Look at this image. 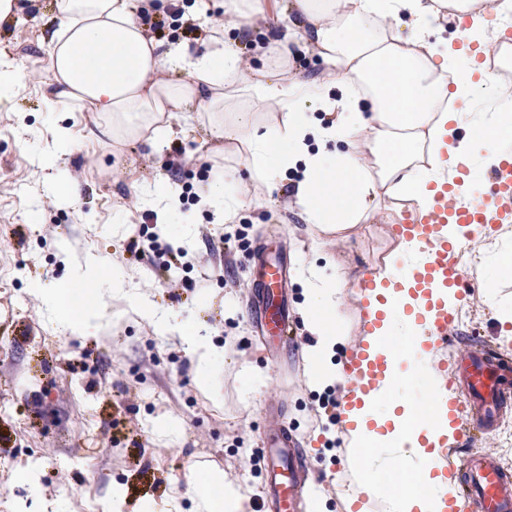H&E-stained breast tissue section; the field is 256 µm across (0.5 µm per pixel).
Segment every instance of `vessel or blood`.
<instances>
[{"mask_svg": "<svg viewBox=\"0 0 512 512\" xmlns=\"http://www.w3.org/2000/svg\"><path fill=\"white\" fill-rule=\"evenodd\" d=\"M488 181L486 193L464 199L458 197L451 185H442L431 209L402 227L407 236L418 239L426 256L424 263L405 266L400 277L409 281L424 302L419 319L429 350L447 348L448 332L455 322L454 311L448 306V291L459 287L461 274L457 260L459 244L449 240V225L460 224L477 234L489 224L512 223V158L494 170ZM253 283L260 321L273 335L291 340L294 331L278 295L283 283L281 267L261 264ZM391 365V352L375 351L368 343L362 345L350 370L352 383L346 395L349 408L369 406L374 390L390 376ZM454 365L465 397L448 398L438 419L452 427L456 437L474 444L497 424L507 394L512 391V352L469 343ZM463 407L474 414L472 423L460 422L459 410ZM266 459L268 490L283 503V512H295V478L302 466V450L290 447L287 438L280 436L269 443ZM437 464L457 479L451 512H512V479L506 476L496 457L467 453L451 459L442 454Z\"/></svg>", "mask_w": 512, "mask_h": 512, "instance_id": "vessel-or-blood-1", "label": "vessel or blood"}]
</instances>
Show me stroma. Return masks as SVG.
Masks as SVG:
<instances>
[{"mask_svg": "<svg viewBox=\"0 0 512 512\" xmlns=\"http://www.w3.org/2000/svg\"><path fill=\"white\" fill-rule=\"evenodd\" d=\"M53 2L21 0L16 18L0 25V52L26 75L0 112V512H112L119 487L125 512H139L146 501L164 506L175 493L182 512H196L188 480L194 469L252 488L253 512H276L264 495V453L283 424L315 474L300 485L298 512H348L359 474L341 436L345 388L308 381L306 351L316 338L306 328L285 349L253 321L254 250L266 244L295 267L330 256L337 275L363 278L383 268L404 215L386 206L353 230L326 235L288 206L289 184L254 199L250 171L223 140L185 133L188 113L176 112L159 155L90 137L107 121L91 109L48 115L42 99L52 89V48L43 36L60 24ZM57 124L69 128L73 146L58 165L40 163L37 152L51 145ZM60 165L76 182L70 206L49 189ZM214 167L234 171L247 198L235 223H216L196 207V190ZM159 179L187 187L180 209L195 214L186 254L171 270L147 249L160 229L158 214L136 194L142 181ZM135 241L145 249L137 261L128 252ZM502 250L495 234L462 243V284L471 294L455 306L448 355L459 351L461 332L503 347L497 314L477 287L482 260ZM89 255L123 267L130 288L161 308L185 310L198 333L223 349L221 400L199 389L178 344L159 338L126 297L95 295L103 315L94 335L65 330L34 285L66 282ZM247 367L265 381L245 403ZM162 416L177 418L181 433L154 432ZM22 470L34 474L35 485L18 480Z\"/></svg>", "mask_w": 512, "mask_h": 512, "instance_id": "obj_1", "label": "stroma"}]
</instances>
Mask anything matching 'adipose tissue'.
I'll use <instances>...</instances> for the list:
<instances>
[{"mask_svg":"<svg viewBox=\"0 0 512 512\" xmlns=\"http://www.w3.org/2000/svg\"><path fill=\"white\" fill-rule=\"evenodd\" d=\"M488 0H276L288 27L267 49L269 66L251 69L240 41L226 39L227 26L269 25L263 0H222L224 19L205 28L201 47L158 38L134 0H54L61 23L49 33V65L56 90L48 112L92 107L112 116V136L133 139L160 152L175 111L207 118L210 131L236 145L261 187L291 179V205L305 223L342 232L386 202L424 211L435 194L432 182L451 167L497 168L512 156V82L492 76L469 46L485 55L512 44L506 27L487 12ZM464 20L443 37V23ZM316 55L321 76L294 73V49ZM275 114L259 124L254 107ZM467 125L465 137L454 138ZM160 213L167 234L186 232L195 216L177 209L178 188L168 181L140 186ZM198 205L218 223H234L243 201L227 171L212 172L197 191ZM298 275L306 292L303 317L317 343L306 354L309 381L348 382L347 364L325 372L324 359L344 332L336 315L341 281L328 265L302 261ZM85 286L128 295L131 307L156 335L179 342L197 383L220 399L224 353L190 328L180 314L158 310L143 294H128V275L117 265L88 256L66 287H38L37 295L73 333L91 334L99 310L69 307L67 293ZM399 471L413 470L421 490L400 493L394 512H426L435 491H447L444 476H431V460L416 447L401 449ZM192 490L200 512H253L251 488L232 482L215 492L208 478Z\"/></svg>","mask_w":512,"mask_h":512,"instance_id":"obj_1","label":"adipose tissue"}]
</instances>
